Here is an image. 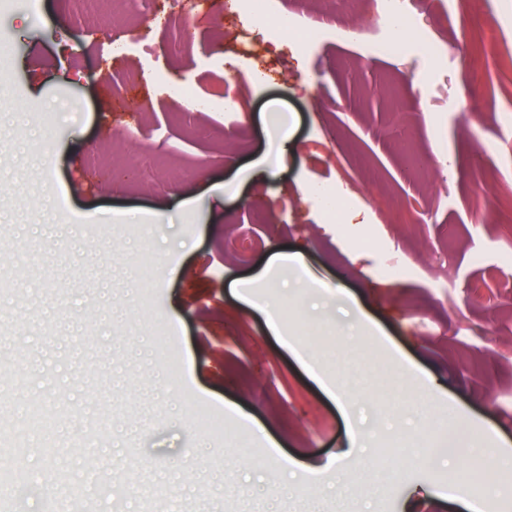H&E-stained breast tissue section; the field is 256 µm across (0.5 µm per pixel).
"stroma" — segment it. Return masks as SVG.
Returning <instances> with one entry per match:
<instances>
[{"label": "stroma", "instance_id": "1", "mask_svg": "<svg viewBox=\"0 0 512 512\" xmlns=\"http://www.w3.org/2000/svg\"><path fill=\"white\" fill-rule=\"evenodd\" d=\"M224 2L0 11V475L20 477L0 499L10 512H310L316 492L320 512H466L441 483L464 455L414 469L385 456L408 438L436 447L458 421L492 465L512 464V0H405L419 32L397 57L373 49L389 28L370 0H284L282 15L312 21L308 47ZM360 25L362 42L339 39ZM179 86L214 107L183 110ZM227 94L243 110L224 111ZM285 132L280 177L239 182ZM310 185L342 202L337 221L300 194ZM104 221L111 235L81 231ZM282 251L301 254L306 285L268 289L288 312L277 334L231 288ZM162 328L173 388L161 352L131 350ZM342 369L362 374L344 410ZM197 408L223 432L205 434ZM244 416L247 454L224 438ZM352 420L371 439L345 477L272 494L287 458L319 464Z\"/></svg>", "mask_w": 512, "mask_h": 512}]
</instances>
